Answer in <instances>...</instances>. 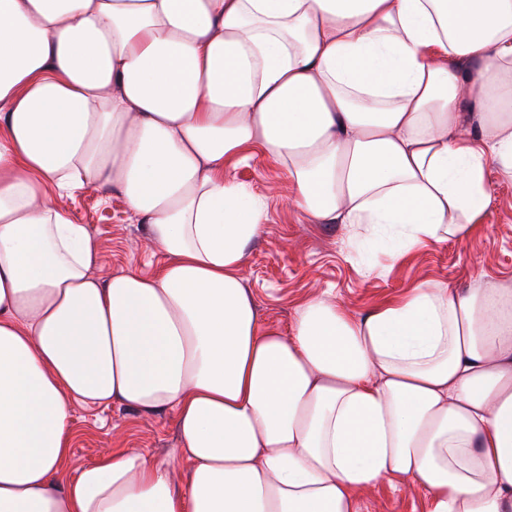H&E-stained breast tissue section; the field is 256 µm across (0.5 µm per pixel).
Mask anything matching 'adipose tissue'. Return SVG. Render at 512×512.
<instances>
[{
  "label": "adipose tissue",
  "mask_w": 512,
  "mask_h": 512,
  "mask_svg": "<svg viewBox=\"0 0 512 512\" xmlns=\"http://www.w3.org/2000/svg\"><path fill=\"white\" fill-rule=\"evenodd\" d=\"M295 204L412 248L463 239L512 176V0H0V512H512V284L421 283L290 333L241 269ZM114 190L164 256L95 275L48 188ZM176 414L180 445L64 478L74 405ZM362 512H424L426 497L398 476H390L361 495Z\"/></svg>",
  "instance_id": "obj_1"
}]
</instances>
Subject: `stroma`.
Wrapping results in <instances>:
<instances>
[{"label":"stroma","mask_w":512,"mask_h":512,"mask_svg":"<svg viewBox=\"0 0 512 512\" xmlns=\"http://www.w3.org/2000/svg\"><path fill=\"white\" fill-rule=\"evenodd\" d=\"M227 168L267 200V220L247 251L243 276L263 321L281 329H288L301 299L318 293L360 314L422 281L457 287L476 277L512 281V177L496 163L485 169L491 203L478 231L408 251L388 239L355 245L354 227L319 222L289 206L287 175L261 152L230 160ZM59 202L76 223L93 231L100 275L149 273L162 263V254L147 241L145 225L131 215L120 193L87 188ZM73 426L74 441L62 468L67 476L117 448L163 454L179 445L169 412L146 417L119 404L102 411L77 406ZM361 501L362 512H425L426 497L392 476L363 492Z\"/></svg>","instance_id":"stroma-1"}]
</instances>
